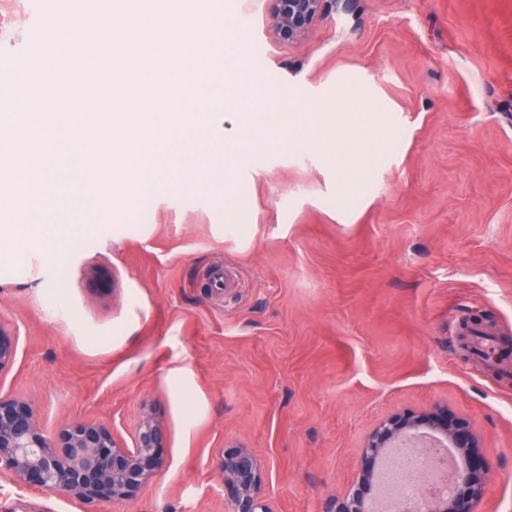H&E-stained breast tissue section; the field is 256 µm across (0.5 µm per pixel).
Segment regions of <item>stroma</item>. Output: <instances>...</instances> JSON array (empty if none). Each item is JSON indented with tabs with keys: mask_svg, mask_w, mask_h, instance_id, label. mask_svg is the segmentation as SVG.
Wrapping results in <instances>:
<instances>
[{
	"mask_svg": "<svg viewBox=\"0 0 512 512\" xmlns=\"http://www.w3.org/2000/svg\"><path fill=\"white\" fill-rule=\"evenodd\" d=\"M43 2L0 0V61L23 60ZM210 7L294 126L231 192L162 187L146 217L127 192L79 250L0 280L18 339L0 398L126 445L152 411L165 465L91 508L0 476V512H226L235 444L272 512H324L380 419L436 404L482 439V512H512V356L490 368L459 334L480 318L512 343V0H336L290 43L270 0Z\"/></svg>",
	"mask_w": 512,
	"mask_h": 512,
	"instance_id": "stroma-1",
	"label": "stroma"
}]
</instances>
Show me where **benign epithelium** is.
Listing matches in <instances>:
<instances>
[{"label": "benign epithelium", "instance_id": "benign-epithelium-1", "mask_svg": "<svg viewBox=\"0 0 512 512\" xmlns=\"http://www.w3.org/2000/svg\"><path fill=\"white\" fill-rule=\"evenodd\" d=\"M271 2L273 35L293 42L308 32L331 0ZM16 356V340L0 325V372L12 366ZM416 433L447 441L466 461L451 494L433 497L429 512H478L487 495L486 473L476 455L480 437L467 420L444 405L421 413L395 412L382 419L362 443L356 477L343 495L328 499L326 512H368L382 457ZM166 443L165 427L149 411L142 414L129 448L104 422L75 421L48 433L29 403L0 399V474L19 486L35 483L85 505L127 501L145 489L163 466L161 449ZM219 468L230 490L228 512H272L261 494L262 465L250 449L235 446L225 451Z\"/></svg>", "mask_w": 512, "mask_h": 512}]
</instances>
